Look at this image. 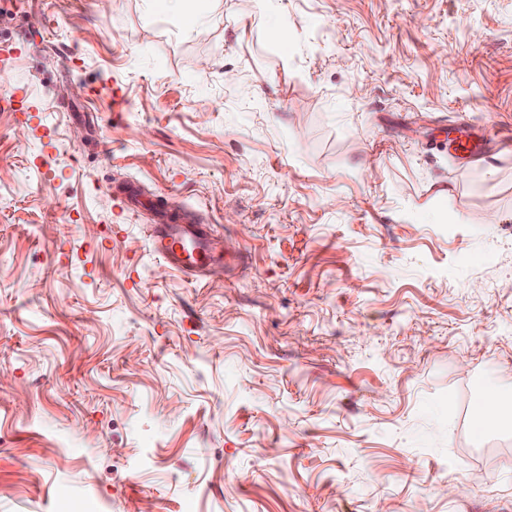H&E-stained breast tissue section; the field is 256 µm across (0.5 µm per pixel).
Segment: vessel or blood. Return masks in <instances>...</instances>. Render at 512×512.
Returning a JSON list of instances; mask_svg holds the SVG:
<instances>
[{"label": "vessel or blood", "instance_id": "1", "mask_svg": "<svg viewBox=\"0 0 512 512\" xmlns=\"http://www.w3.org/2000/svg\"><path fill=\"white\" fill-rule=\"evenodd\" d=\"M486 144L484 134L475 132L469 125L460 127L451 141L454 154L460 159L482 155ZM151 246L153 252L164 259L173 271L185 275H204L213 264L221 260L203 224L162 222L154 229Z\"/></svg>", "mask_w": 512, "mask_h": 512}]
</instances>
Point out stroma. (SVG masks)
I'll use <instances>...</instances> for the list:
<instances>
[{"instance_id":"obj_1","label":"stroma","mask_w":512,"mask_h":512,"mask_svg":"<svg viewBox=\"0 0 512 512\" xmlns=\"http://www.w3.org/2000/svg\"><path fill=\"white\" fill-rule=\"evenodd\" d=\"M0 97V512H512V0H0ZM473 130L472 125L460 127L457 135L451 140V147L457 158L471 159L484 153L487 140L483 133H476ZM151 246L173 271L185 275L203 276L223 259L215 250L206 224L163 221L155 226ZM512 386L495 385L483 392L475 406L474 421L476 429L488 431L493 429H511L512 412L503 406L505 400H511Z\"/></svg>"}]
</instances>
